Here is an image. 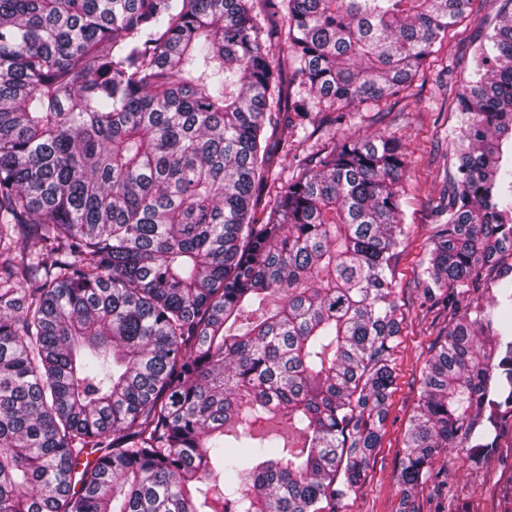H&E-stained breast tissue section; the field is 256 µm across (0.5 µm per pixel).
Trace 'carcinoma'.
<instances>
[{
    "label": "carcinoma",
    "mask_w": 512,
    "mask_h": 512,
    "mask_svg": "<svg viewBox=\"0 0 512 512\" xmlns=\"http://www.w3.org/2000/svg\"><path fill=\"white\" fill-rule=\"evenodd\" d=\"M472 2L0 0V512H336L356 493L395 378L410 161L346 136L278 185L272 132L406 90ZM498 14L448 88L423 297L449 327L399 512L505 405L491 369L512 377V306L460 307L512 256V0Z\"/></svg>",
    "instance_id": "obj_1"
}]
</instances>
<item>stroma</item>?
<instances>
[{
    "label": "stroma",
    "mask_w": 512,
    "mask_h": 512,
    "mask_svg": "<svg viewBox=\"0 0 512 512\" xmlns=\"http://www.w3.org/2000/svg\"><path fill=\"white\" fill-rule=\"evenodd\" d=\"M497 12V6L489 2L474 8L435 44L424 69L404 94L383 100L371 110L351 113L343 124L323 126L300 146L308 153L346 135L364 139L384 134L399 139L410 159L403 205V221L409 224L410 232L396 267L402 336L396 349L391 406L381 446L366 479L339 512H399L400 459L418 400L421 371L432 343L448 327L446 312L419 300L428 238L454 172L448 159V135L460 125V116L440 82L449 75L460 84L470 78L476 40L493 29ZM511 471L512 450L507 448L494 450L478 463L460 455L448 464L444 492L423 488L421 512H457L461 507L467 512H499L501 504L495 490Z\"/></svg>",
    "instance_id": "35a3bbf8"
}]
</instances>
